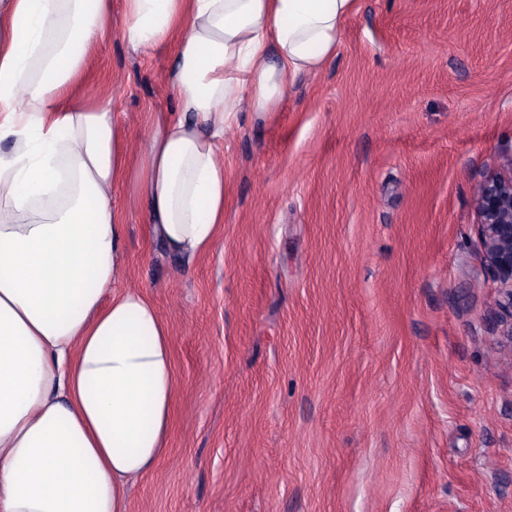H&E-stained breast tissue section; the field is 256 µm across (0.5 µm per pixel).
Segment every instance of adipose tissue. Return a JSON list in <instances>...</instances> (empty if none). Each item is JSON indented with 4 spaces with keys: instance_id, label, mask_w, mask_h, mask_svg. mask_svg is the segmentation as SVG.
Returning a JSON list of instances; mask_svg holds the SVG:
<instances>
[{
    "instance_id": "adipose-tissue-1",
    "label": "adipose tissue",
    "mask_w": 512,
    "mask_h": 512,
    "mask_svg": "<svg viewBox=\"0 0 512 512\" xmlns=\"http://www.w3.org/2000/svg\"><path fill=\"white\" fill-rule=\"evenodd\" d=\"M133 50L174 48L175 111L138 165L108 110L75 89L111 0H0V512H127L166 451L179 389L170 328L121 287L115 188L147 203L176 258L209 253L227 186L216 141L263 118L287 76L316 75L357 0H124Z\"/></svg>"
}]
</instances>
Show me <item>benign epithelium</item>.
<instances>
[{
  "label": "benign epithelium",
  "mask_w": 512,
  "mask_h": 512,
  "mask_svg": "<svg viewBox=\"0 0 512 512\" xmlns=\"http://www.w3.org/2000/svg\"><path fill=\"white\" fill-rule=\"evenodd\" d=\"M475 205L483 260L497 284L493 337L499 349L512 355V155L503 169L479 182Z\"/></svg>",
  "instance_id": "1"
}]
</instances>
